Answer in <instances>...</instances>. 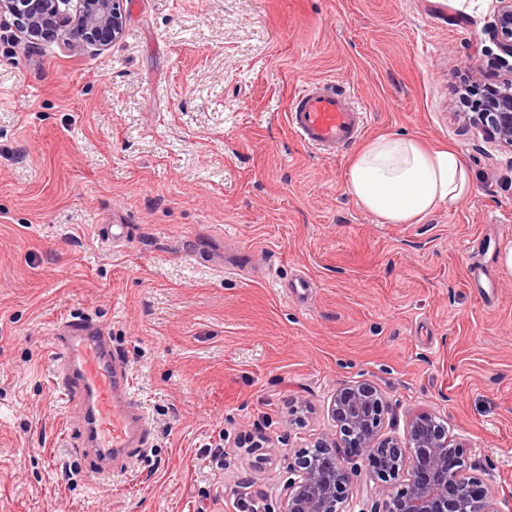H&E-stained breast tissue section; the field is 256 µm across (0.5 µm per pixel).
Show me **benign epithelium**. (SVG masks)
I'll use <instances>...</instances> for the list:
<instances>
[{
	"mask_svg": "<svg viewBox=\"0 0 512 512\" xmlns=\"http://www.w3.org/2000/svg\"><path fill=\"white\" fill-rule=\"evenodd\" d=\"M14 18L30 40H71L107 47L124 25L123 0H0V15ZM501 55L498 96L490 111L476 113L486 138L512 146V0H499L497 23L488 32ZM330 414L344 446L325 438L298 453L283 482V512H341L347 487L371 468L370 478L398 485L386 512H503L496 495L471 472L463 448L431 416L406 420L405 437L380 438L389 405L366 383L342 388Z\"/></svg>",
	"mask_w": 512,
	"mask_h": 512,
	"instance_id": "1",
	"label": "benign epithelium"
}]
</instances>
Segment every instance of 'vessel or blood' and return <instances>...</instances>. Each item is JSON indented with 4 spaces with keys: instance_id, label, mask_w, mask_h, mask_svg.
Returning <instances> with one entry per match:
<instances>
[{
    "instance_id": "1",
    "label": "vessel or blood",
    "mask_w": 512,
    "mask_h": 512,
    "mask_svg": "<svg viewBox=\"0 0 512 512\" xmlns=\"http://www.w3.org/2000/svg\"><path fill=\"white\" fill-rule=\"evenodd\" d=\"M287 121L301 143L332 159L362 138L369 114L347 89L316 79L302 81L294 91ZM50 349L55 397L79 414L75 453L92 457L100 475L111 476L113 465L128 463L148 437L146 412L132 391V370L100 327L79 319L55 325Z\"/></svg>"
}]
</instances>
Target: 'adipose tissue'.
Here are the masks:
<instances>
[{
	"label": "adipose tissue",
	"instance_id": "adipose-tissue-1",
	"mask_svg": "<svg viewBox=\"0 0 512 512\" xmlns=\"http://www.w3.org/2000/svg\"><path fill=\"white\" fill-rule=\"evenodd\" d=\"M345 187L364 210L388 224H413L440 207L457 208L473 183L464 158L406 135L383 136L354 156Z\"/></svg>",
	"mask_w": 512,
	"mask_h": 512
}]
</instances>
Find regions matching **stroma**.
Returning <instances> with one entry per match:
<instances>
[{"label": "stroma", "instance_id": "obj_1", "mask_svg": "<svg viewBox=\"0 0 512 512\" xmlns=\"http://www.w3.org/2000/svg\"><path fill=\"white\" fill-rule=\"evenodd\" d=\"M124 9L100 52L0 16V512H283L289 458L337 435L327 405L356 382L387 400L386 434L426 410L511 497L512 150L467 126L460 95L492 82L496 0ZM303 79L350 90L366 138L454 147L469 198L418 224L365 211L353 152L288 129ZM72 317L107 328L147 411V444L109 478L72 454L50 384L49 337Z\"/></svg>", "mask_w": 512, "mask_h": 512}]
</instances>
